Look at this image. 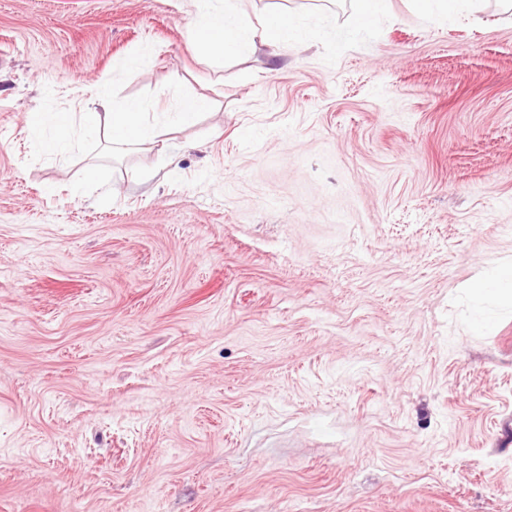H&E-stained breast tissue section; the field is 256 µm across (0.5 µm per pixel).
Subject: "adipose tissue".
I'll return each instance as SVG.
<instances>
[{
	"instance_id": "adipose-tissue-1",
	"label": "adipose tissue",
	"mask_w": 512,
	"mask_h": 512,
	"mask_svg": "<svg viewBox=\"0 0 512 512\" xmlns=\"http://www.w3.org/2000/svg\"><path fill=\"white\" fill-rule=\"evenodd\" d=\"M193 50L205 57L230 56L262 46L277 55L319 37L320 32L301 20L299 14L275 9L261 23L247 21L239 0H194ZM104 137L114 154L127 155L166 146V130L149 121L141 102L126 100L106 113L71 112L36 115L28 125L29 136L41 151L68 153L80 147L76 130Z\"/></svg>"
}]
</instances>
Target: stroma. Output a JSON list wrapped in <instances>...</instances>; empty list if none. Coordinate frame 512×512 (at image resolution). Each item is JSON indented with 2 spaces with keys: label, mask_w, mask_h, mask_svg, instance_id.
Segmentation results:
<instances>
[{
  "label": "stroma",
  "mask_w": 512,
  "mask_h": 512,
  "mask_svg": "<svg viewBox=\"0 0 512 512\" xmlns=\"http://www.w3.org/2000/svg\"><path fill=\"white\" fill-rule=\"evenodd\" d=\"M275 8L334 35L214 63L190 0H0V512H512V309L465 291L512 260V14ZM100 91L208 106L38 151ZM387 0H357L355 30H366L383 13ZM143 105L137 100H125L112 112H64L47 116L37 114L29 123V136L41 151L48 154L77 151L80 143L75 139V117L85 134L103 136L112 153L127 155L133 152L166 147V129L149 121Z\"/></svg>",
  "instance_id": "35a3bbf8"
}]
</instances>
